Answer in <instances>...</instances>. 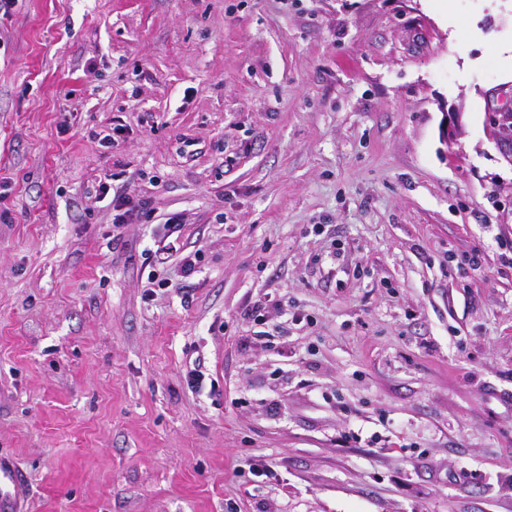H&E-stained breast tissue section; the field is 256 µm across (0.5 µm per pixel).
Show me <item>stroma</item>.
Masks as SVG:
<instances>
[{
  "mask_svg": "<svg viewBox=\"0 0 512 512\" xmlns=\"http://www.w3.org/2000/svg\"><path fill=\"white\" fill-rule=\"evenodd\" d=\"M511 42L512 0L0 15V455L23 512H512ZM108 182L150 220L114 227ZM171 213L197 272L170 257L149 298Z\"/></svg>",
  "mask_w": 512,
  "mask_h": 512,
  "instance_id": "1",
  "label": "stroma"
}]
</instances>
